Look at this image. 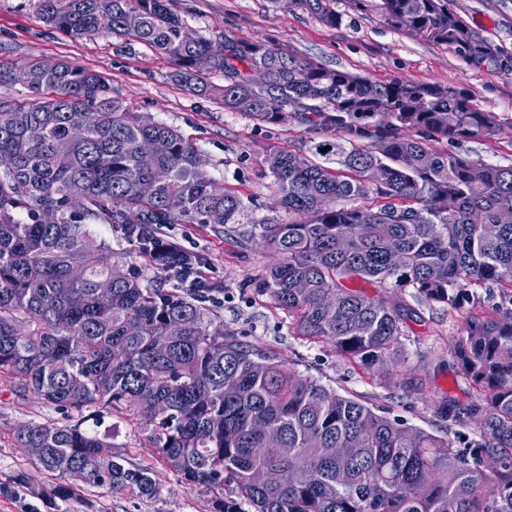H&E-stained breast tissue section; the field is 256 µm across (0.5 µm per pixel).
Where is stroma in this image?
Segmentation results:
<instances>
[{"label":"stroma","instance_id":"35a3bbf8","mask_svg":"<svg viewBox=\"0 0 512 512\" xmlns=\"http://www.w3.org/2000/svg\"><path fill=\"white\" fill-rule=\"evenodd\" d=\"M167 4L198 36L223 33L244 41L266 39L326 67L373 80L464 89L478 107L497 113L502 125L493 139L445 140L442 149L512 164V0H453L458 14L501 46L503 63L494 71L470 66L447 47L392 28L374 13L354 12L348 0H335L342 17L335 27L298 9H273L268 0H167ZM61 60L100 73L109 82L113 99L181 131L198 148L207 174L235 191L253 217L272 213L273 152L304 151L309 146L310 134L297 122L259 126L212 100L189 94L171 78L173 61L140 43L98 33L75 38L43 21L38 0H0V64L51 65ZM249 230L246 224H174L166 229L175 242L201 257L208 282L220 284L212 303L224 318L225 332L275 354L287 366L339 393L430 432L440 429L433 409L441 401L478 400V392L459 373L454 359L464 313L420 305L411 295L388 292L390 304L417 307L420 315L404 327L406 371H367L338 355L331 342L298 335L287 313L250 288V281L260 278L275 257L250 242ZM405 375L422 382V395L414 399L403 395L399 382ZM62 420L60 411L20 396L10 379H0V483L10 482L20 471L31 481L30 487L18 485L11 494H0V512H206L208 493L186 484L162 462L152 445L151 426L125 408L90 422L89 427L111 442L128 463L150 470L157 483L154 496L98 489L88 497L53 504L34 496V489L49 487L51 480L31 464L14 432L31 421Z\"/></svg>","mask_w":512,"mask_h":512}]
</instances>
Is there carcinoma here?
<instances>
[{"instance_id": "cac0c4a2", "label": "carcinoma", "mask_w": 512, "mask_h": 512, "mask_svg": "<svg viewBox=\"0 0 512 512\" xmlns=\"http://www.w3.org/2000/svg\"><path fill=\"white\" fill-rule=\"evenodd\" d=\"M390 26L496 69L502 49L452 0H349ZM328 26L331 0H290ZM70 36L107 33L172 59V78L259 125L293 119L323 136L270 158L276 208L250 237L277 261L251 287L368 369L403 367L414 309L384 292L459 312L471 288H512V164L438 149L492 138L500 123L462 89L381 82L330 69L266 41L224 34L183 40L167 0H41ZM35 103L0 98V377L65 413L29 422L16 441L66 500L106 489L157 492L145 468L87 432L92 416L126 405L153 426L154 448L209 512H512V317H467L454 349L480 403L444 401L440 435L330 389L224 332L209 288L148 285L112 260L97 227L118 224L140 256L176 273L201 264L170 241V224H240L245 205L197 165L174 127L112 100L99 73L70 62L26 64ZM224 83L212 81L214 75ZM328 151H323V148ZM166 172L154 192L144 163ZM376 168L381 180L368 179ZM381 292L370 296L356 283ZM478 422L480 440L461 443ZM258 466L280 481L259 485ZM238 495L224 497V482Z\"/></svg>"}]
</instances>
